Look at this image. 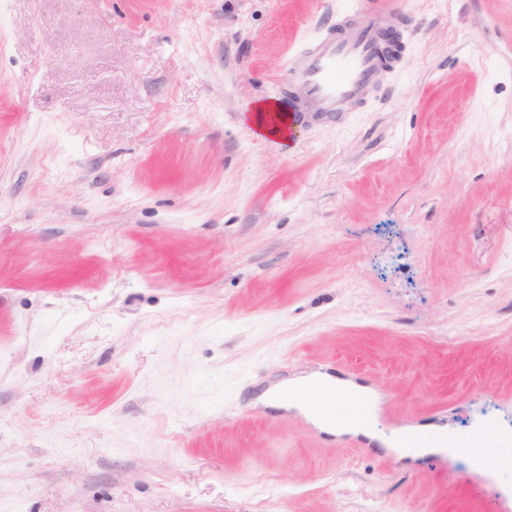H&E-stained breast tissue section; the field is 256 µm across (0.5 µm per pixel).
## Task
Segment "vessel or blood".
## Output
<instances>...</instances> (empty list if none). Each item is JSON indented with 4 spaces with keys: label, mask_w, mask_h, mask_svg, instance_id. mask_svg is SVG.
Listing matches in <instances>:
<instances>
[{
    "label": "vessel or blood",
    "mask_w": 512,
    "mask_h": 512,
    "mask_svg": "<svg viewBox=\"0 0 512 512\" xmlns=\"http://www.w3.org/2000/svg\"><path fill=\"white\" fill-rule=\"evenodd\" d=\"M393 5L394 0H351L335 34L315 38L292 57L288 68L294 89L292 111L286 116L265 113L269 133L307 113L339 119L369 102L383 71L396 62L386 54L380 38L382 23L394 14Z\"/></svg>",
    "instance_id": "vessel-or-blood-1"
}]
</instances>
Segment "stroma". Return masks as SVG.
Here are the masks:
<instances>
[{"instance_id":"1","label":"stroma","mask_w":512,"mask_h":512,"mask_svg":"<svg viewBox=\"0 0 512 512\" xmlns=\"http://www.w3.org/2000/svg\"><path fill=\"white\" fill-rule=\"evenodd\" d=\"M346 0H0V512H512V0H397L371 101L269 139ZM360 391L352 384L335 386L323 375L310 374L296 384L274 388L265 399L272 408L296 406L322 429L333 432L337 422L354 433H366L371 416Z\"/></svg>"}]
</instances>
